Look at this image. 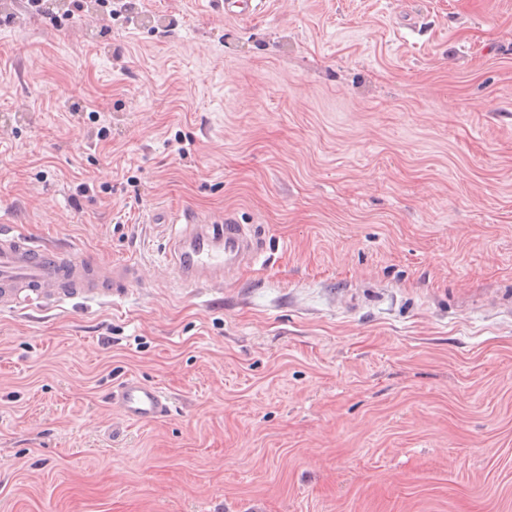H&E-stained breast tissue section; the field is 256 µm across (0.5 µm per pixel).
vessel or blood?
<instances>
[{"mask_svg":"<svg viewBox=\"0 0 512 512\" xmlns=\"http://www.w3.org/2000/svg\"><path fill=\"white\" fill-rule=\"evenodd\" d=\"M179 230L169 241L168 277L185 286L220 284L233 270L256 263L260 244L248 225L199 217L179 210L168 217ZM139 281L132 265H104L55 248H41L25 235L0 228V310L58 306L73 299L108 300ZM123 419L153 420L170 410L159 387L126 378L112 394Z\"/></svg>","mask_w":512,"mask_h":512,"instance_id":"b4317fda","label":"vessel or blood"}]
</instances>
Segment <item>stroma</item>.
Segmentation results:
<instances>
[{"label": "stroma", "instance_id": "obj_1", "mask_svg": "<svg viewBox=\"0 0 512 512\" xmlns=\"http://www.w3.org/2000/svg\"><path fill=\"white\" fill-rule=\"evenodd\" d=\"M133 1L0 11V225L142 276L0 311V512H512V0ZM168 224L185 226L169 240L171 281L191 287L224 284V274L260 258L258 239L246 224L205 219L186 210L171 213ZM113 404L127 421L153 420L170 411V397L159 387L137 378H126L112 392Z\"/></svg>", "mask_w": 512, "mask_h": 512}]
</instances>
